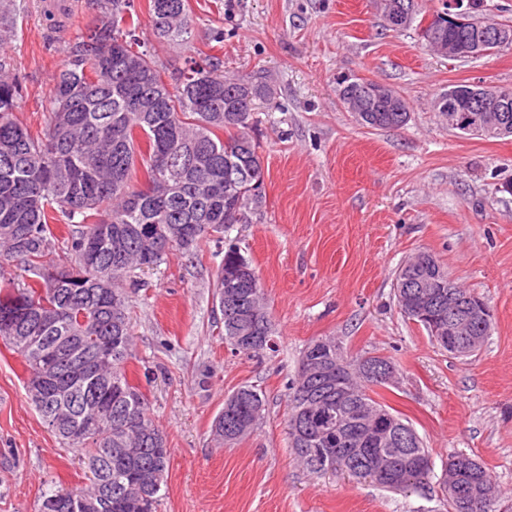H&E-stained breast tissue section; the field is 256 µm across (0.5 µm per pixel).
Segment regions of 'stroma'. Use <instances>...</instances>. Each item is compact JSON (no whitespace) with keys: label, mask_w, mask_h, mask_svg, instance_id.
Here are the masks:
<instances>
[{"label":"stroma","mask_w":512,"mask_h":512,"mask_svg":"<svg viewBox=\"0 0 512 512\" xmlns=\"http://www.w3.org/2000/svg\"><path fill=\"white\" fill-rule=\"evenodd\" d=\"M189 5L197 50L223 58L225 75L261 74L273 88L251 129L265 199L228 238L259 274L277 347L250 356L224 342L213 284L225 240L136 272L126 373L171 450L161 512H447L439 479L457 451L485 463L500 512H512V136H462L433 109L451 85L512 89V48L467 61L435 55L416 28L385 29L376 0ZM14 9L17 34L0 53L23 85L16 115L37 135L66 44L99 11L93 0H14ZM345 74L396 89L407 125L360 126L339 100ZM420 251L491 305L490 332L470 357L449 356L398 307L397 274ZM327 336L348 358L395 364L381 400L429 449L427 491L396 494L297 462L288 385L302 350ZM25 377L21 358L0 345V512H38L47 486L85 481L78 452L61 447L29 401ZM243 385L263 392L265 417L249 437L217 445L213 421Z\"/></svg>","instance_id":"obj_1"}]
</instances>
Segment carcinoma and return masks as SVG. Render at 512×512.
I'll return each instance as SVG.
<instances>
[{
	"label": "carcinoma",
	"mask_w": 512,
	"mask_h": 512,
	"mask_svg": "<svg viewBox=\"0 0 512 512\" xmlns=\"http://www.w3.org/2000/svg\"><path fill=\"white\" fill-rule=\"evenodd\" d=\"M406 11L401 29L421 27L424 15L418 0H402ZM97 23L77 34L54 79L50 118L39 137L17 120L15 111L23 87L4 58H0V313L24 319L43 343L52 346L65 336H84L88 349L112 341V426L79 442L67 427L55 435L69 448L81 451L88 484L71 489L50 488L43 500H58L57 512H74L84 500L87 512H158L166 485L170 457L165 434L155 423L150 402L139 386L129 382L126 363L132 357L134 338L128 315L125 282L137 270L152 269L174 250L189 251L216 234L225 235L247 219V212L263 203L265 170L258 144L250 135L258 101L271 102L272 90L258 79L244 81L224 76V60L191 56L192 16L188 0H148V12L158 41L189 53L185 67L172 82L152 47L140 41L134 0H97ZM425 46L462 41L469 30L440 28ZM16 34L9 4L0 3V49ZM357 100L340 97L346 111L372 130L400 128L409 121L402 96ZM143 169L146 186L137 187ZM69 227L72 264L58 268L44 263L57 240L52 225ZM20 262L35 281L23 288L12 286L5 266ZM444 268L421 251L401 267L396 282L412 290L424 278L438 291L437 312L448 311V297L440 293ZM259 296L258 318L252 341L243 346L233 337L241 327L223 323L224 343L236 353L256 355L267 349L262 337L273 336L272 321L260 278L233 240L224 241V257L214 282L218 305L249 286ZM27 328V329H29ZM24 327L16 335H29ZM0 343L19 355L24 364L26 394L40 417L62 407L67 419L82 421L93 396L102 385L67 384L59 400L47 404L32 395L38 376L30 346L0 329ZM336 358V340L312 341L302 352L298 373L289 385L287 429L297 459L312 473L328 472L329 452L349 460L354 470L363 467L364 454L357 444L363 417L351 406L336 401V388H317L304 402L312 384L305 373L311 359ZM375 365L393 366L381 355L356 359L343 368L345 385L353 390L361 408L392 418L395 425H412L390 406L376 399V388L389 383L372 375ZM266 400L252 385H243L224 399V409L212 425L219 444L236 443L247 434L242 427L264 418ZM329 411L345 416L351 437L326 445L316 433L301 438V425ZM378 485L396 493L421 491L428 486L431 454L422 441L412 447H390ZM425 461L420 469L407 467L410 457ZM494 481L479 460L463 471L459 492L446 497L449 512H496L497 499L483 500L481 489Z\"/></svg>",
	"instance_id": "obj_1"
}]
</instances>
